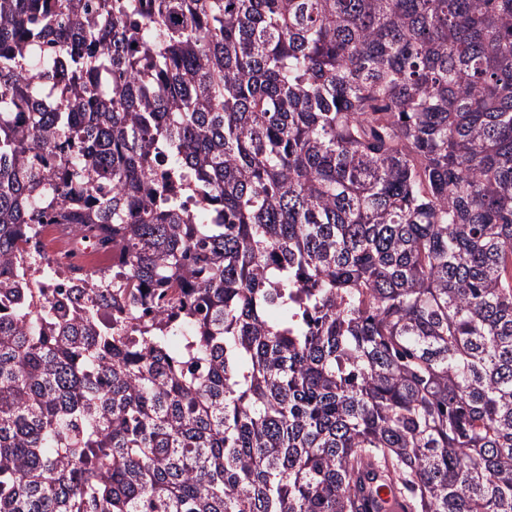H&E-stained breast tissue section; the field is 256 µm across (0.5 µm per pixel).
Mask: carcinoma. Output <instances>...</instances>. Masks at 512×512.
I'll return each instance as SVG.
<instances>
[{
  "instance_id": "carcinoma-1",
  "label": "carcinoma",
  "mask_w": 512,
  "mask_h": 512,
  "mask_svg": "<svg viewBox=\"0 0 512 512\" xmlns=\"http://www.w3.org/2000/svg\"><path fill=\"white\" fill-rule=\"evenodd\" d=\"M385 490L512 512V0H0V512ZM41 233L39 235L38 246L41 251L49 254L53 258L55 263L56 272L53 276L43 279V288H49L48 292L51 294H64L69 291V284L66 277L60 274V271L68 269L69 265L72 264L69 261L61 258L54 257L52 252L55 249V227L56 224L46 223L42 224Z\"/></svg>"
}]
</instances>
